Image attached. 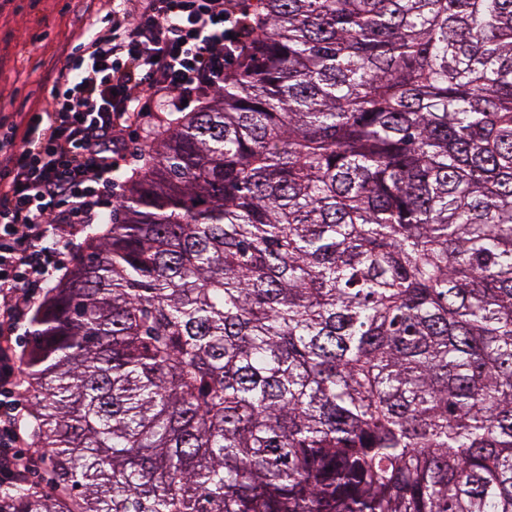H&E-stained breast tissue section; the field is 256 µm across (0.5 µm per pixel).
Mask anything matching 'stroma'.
Segmentation results:
<instances>
[{"label": "stroma", "instance_id": "35a3bbf8", "mask_svg": "<svg viewBox=\"0 0 512 512\" xmlns=\"http://www.w3.org/2000/svg\"><path fill=\"white\" fill-rule=\"evenodd\" d=\"M99 0H0V115L46 102L44 78L65 66L81 13Z\"/></svg>", "mask_w": 512, "mask_h": 512}]
</instances>
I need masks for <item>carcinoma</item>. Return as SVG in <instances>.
<instances>
[{
    "mask_svg": "<svg viewBox=\"0 0 512 512\" xmlns=\"http://www.w3.org/2000/svg\"><path fill=\"white\" fill-rule=\"evenodd\" d=\"M22 357L0 512H512V0H257Z\"/></svg>",
    "mask_w": 512,
    "mask_h": 512,
    "instance_id": "cac0c4a2",
    "label": "carcinoma"
}]
</instances>
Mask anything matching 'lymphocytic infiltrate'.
Masks as SVG:
<instances>
[{
	"label": "lymphocytic infiltrate",
	"mask_w": 512,
	"mask_h": 512,
	"mask_svg": "<svg viewBox=\"0 0 512 512\" xmlns=\"http://www.w3.org/2000/svg\"><path fill=\"white\" fill-rule=\"evenodd\" d=\"M103 25L74 39L45 107L0 131V490L44 456L26 446L11 337L36 293L63 278L96 223L123 134L201 108L251 30L241 0H102Z\"/></svg>",
	"instance_id": "f902f5d3"
}]
</instances>
